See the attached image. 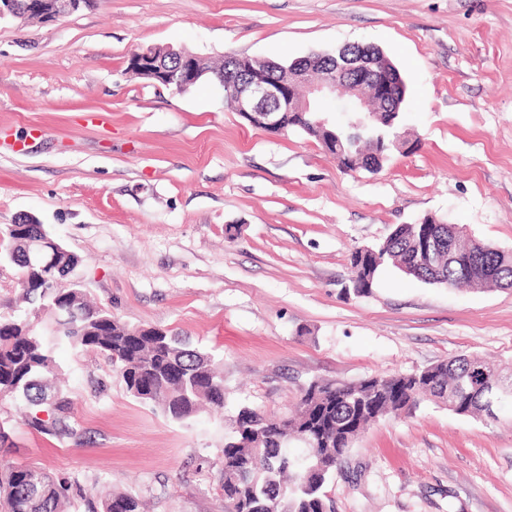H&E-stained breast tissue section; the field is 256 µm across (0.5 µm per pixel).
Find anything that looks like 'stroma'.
<instances>
[{"label": "stroma", "mask_w": 512, "mask_h": 512, "mask_svg": "<svg viewBox=\"0 0 512 512\" xmlns=\"http://www.w3.org/2000/svg\"><path fill=\"white\" fill-rule=\"evenodd\" d=\"M380 47L405 75L417 146L377 173L307 134L251 126L221 87L132 75L135 51L292 60ZM30 214L81 264L88 298L131 326L191 336L223 361L224 412L175 422L102 355L54 352L82 446L0 400L14 463L148 512H224L219 470L240 404L283 416L315 378L355 382L460 354L512 367V288L465 291L387 267L345 293L349 256L437 215L512 250V0H98L0 21V225ZM335 512H512V425L421 401L368 428L327 488ZM142 500L128 492H108L105 494L102 512H140Z\"/></svg>", "instance_id": "1"}]
</instances>
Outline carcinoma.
<instances>
[{
    "mask_svg": "<svg viewBox=\"0 0 512 512\" xmlns=\"http://www.w3.org/2000/svg\"><path fill=\"white\" fill-rule=\"evenodd\" d=\"M238 64L277 77L294 61L235 59L213 64L197 57L202 70ZM406 98L392 103L362 137L336 129L348 148L340 166L361 164L374 173L392 152L374 155V139L393 138L394 122ZM439 231L436 224H396L376 246L378 260L367 264L354 291L367 294L380 268L400 269L414 259V244ZM0 263L19 268L23 313L0 315V397L23 400L31 409L26 424L47 436L80 446L84 431L71 422L73 399L59 379L53 352L60 345L105 356L131 397L185 421L202 408L224 412V372L214 354L186 339L154 327L130 326L89 302L73 275L80 259L53 239L42 224L0 227ZM413 278L451 287L482 290L512 287V251L461 237L443 246L436 261ZM485 368L502 384L498 422L512 410V376L486 362L458 355L411 373L370 376L352 383L316 379L301 390L295 412L286 421L241 407L224 441L220 480L224 512H331L326 487L358 436L371 424L416 408L425 395L460 416L485 415V395L465 387L473 366ZM72 484L36 463L0 465V512H63ZM142 500L128 492L105 494L102 512H140Z\"/></svg>",
    "mask_w": 512,
    "mask_h": 512,
    "instance_id": "carcinoma-1",
    "label": "carcinoma"
}]
</instances>
